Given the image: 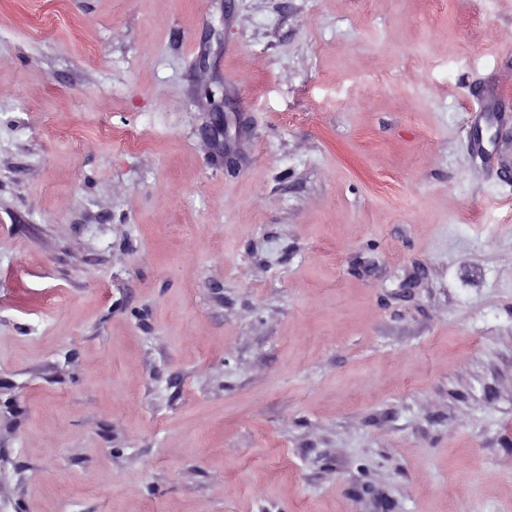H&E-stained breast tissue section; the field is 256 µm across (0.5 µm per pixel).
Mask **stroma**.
Segmentation results:
<instances>
[{
	"mask_svg": "<svg viewBox=\"0 0 512 512\" xmlns=\"http://www.w3.org/2000/svg\"><path fill=\"white\" fill-rule=\"evenodd\" d=\"M0 512H512V0H0Z\"/></svg>",
	"mask_w": 512,
	"mask_h": 512,
	"instance_id": "stroma-1",
	"label": "stroma"
}]
</instances>
